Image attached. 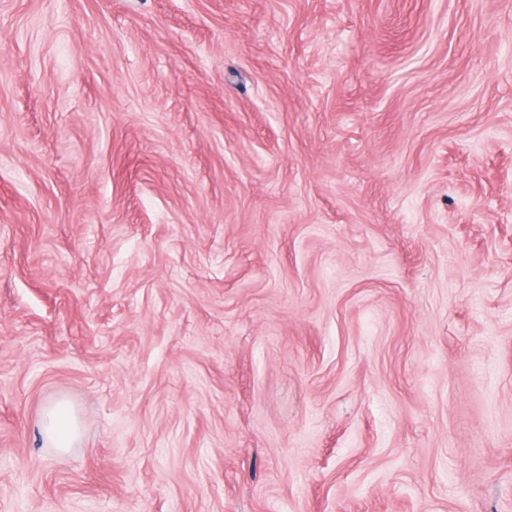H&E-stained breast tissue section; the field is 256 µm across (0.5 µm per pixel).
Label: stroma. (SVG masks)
<instances>
[{"mask_svg": "<svg viewBox=\"0 0 512 512\" xmlns=\"http://www.w3.org/2000/svg\"><path fill=\"white\" fill-rule=\"evenodd\" d=\"M0 512H512V0H0ZM53 417L51 425L47 424V434L55 448L65 451L71 448L77 436V426L71 409L64 403L55 405L48 417Z\"/></svg>", "mask_w": 512, "mask_h": 512, "instance_id": "stroma-1", "label": "stroma"}]
</instances>
